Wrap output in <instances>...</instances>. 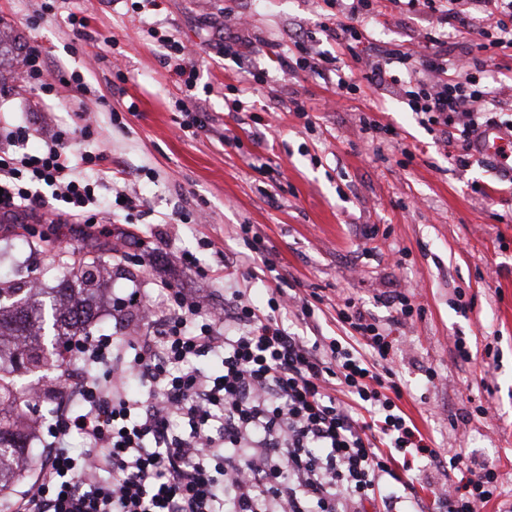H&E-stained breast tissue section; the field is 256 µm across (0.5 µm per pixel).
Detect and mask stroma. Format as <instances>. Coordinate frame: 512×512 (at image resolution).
<instances>
[{
  "label": "stroma",
  "instance_id": "1",
  "mask_svg": "<svg viewBox=\"0 0 512 512\" xmlns=\"http://www.w3.org/2000/svg\"><path fill=\"white\" fill-rule=\"evenodd\" d=\"M43 2L0 0V24L24 45L41 47L64 72L80 71L89 90L64 92L38 108L32 90L2 75L9 95L0 98V122L30 126L31 152L56 129L80 125L82 116L99 126L96 139H74L70 150L81 176L93 181L107 169L115 175L97 189L103 219L124 231L131 247L152 244L162 229L170 240L140 271V287L163 278L223 307V262L245 253V224L297 293L322 296L313 323L323 335H344L336 313L343 299L383 324L391 315L388 296L414 284L422 313L393 332L399 405L436 447L496 470L501 494L481 512H512V175L494 163L449 164L439 133L391 92L362 86L340 98L330 80L275 70L254 80L243 56L289 43L301 31L314 51L339 56L361 81L360 64L322 30L323 0H163L160 10L138 15L125 0H72L71 10L97 39L93 48L63 18L28 25ZM213 16L223 17L225 38L248 33L239 58H224L206 23ZM155 22L193 48L198 79L191 91L178 90L160 65L164 48L149 32ZM428 25L422 16L399 14L374 26L372 36L420 54ZM297 94L307 116L288 110ZM187 97L204 100L208 130L182 127L176 103ZM236 97L261 109L263 123L231 111ZM131 99L138 112L113 121V110ZM365 118L380 126L370 139L361 132ZM227 130L239 148H225ZM86 153L96 163H81ZM263 163L278 170L277 180L258 172ZM119 190L145 202L134 221L112 213ZM82 243L70 225L42 222L35 213L0 223V279L37 277L54 287L63 270L51 254ZM184 249L196 253L208 277L178 263ZM130 286L127 275L112 271L93 338L118 335L112 300ZM459 340L474 361L456 360ZM402 477L392 493L413 488L426 512H441L433 490L451 480L447 465L418 460Z\"/></svg>",
  "mask_w": 512,
  "mask_h": 512
}]
</instances>
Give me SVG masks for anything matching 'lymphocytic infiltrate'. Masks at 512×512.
Wrapping results in <instances>:
<instances>
[{
	"mask_svg": "<svg viewBox=\"0 0 512 512\" xmlns=\"http://www.w3.org/2000/svg\"><path fill=\"white\" fill-rule=\"evenodd\" d=\"M338 4L329 35L354 60L373 88H393L411 111L435 127L445 146L459 148L454 161L470 166L471 137L479 127L506 126L473 75H460L442 37L445 30L480 51L512 48V0H325ZM431 18L423 36L427 52L380 48L367 27L379 23L385 4ZM338 56L311 54L304 38L274 52L273 68L290 74L332 76L338 89L358 91L340 74ZM24 86L46 96L60 88L86 91L82 73L52 77L40 47L21 63ZM91 123L58 131L40 151L26 152L27 127L0 124V220L43 206L49 187L60 207L56 221L71 222L86 239L108 238L111 225L97 212V185L73 166L71 136L94 137ZM247 277L267 284L268 308L254 305L246 289L224 297V312H205L200 296L159 280L168 305L142 289L117 299V320L135 316L152 328L119 340H78L83 362L111 365L112 380L85 379L73 407L48 426L49 456L14 504V512H365L382 502L386 512H418L417 500L383 492L399 481V454L429 462L439 453L397 403L400 385L387 365L395 350L390 331L360 308L340 310L348 341L303 336L285 327L288 306L314 314L308 298L292 294L270 258ZM222 359L210 374L201 358ZM137 394H128L126 382ZM363 409L356 417L355 409ZM86 446L74 451L73 436ZM455 480L436 491L445 512H478L498 494L494 469L473 470L462 453L448 458Z\"/></svg>",
	"mask_w": 512,
	"mask_h": 512,
	"instance_id": "1",
	"label": "lymphocytic infiltrate"
}]
</instances>
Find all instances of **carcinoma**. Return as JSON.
Masks as SVG:
<instances>
[{"mask_svg": "<svg viewBox=\"0 0 512 512\" xmlns=\"http://www.w3.org/2000/svg\"><path fill=\"white\" fill-rule=\"evenodd\" d=\"M24 50L10 27L0 25V64L7 60L18 69ZM100 277V266L92 261L76 274L65 273L59 287L49 290L32 280L8 287L0 281V492L23 476L31 454L18 430L25 421L26 400L14 373L55 366L60 350L45 352L46 331L67 348L74 337L88 335Z\"/></svg>", "mask_w": 512, "mask_h": 512, "instance_id": "1", "label": "carcinoma"}]
</instances>
